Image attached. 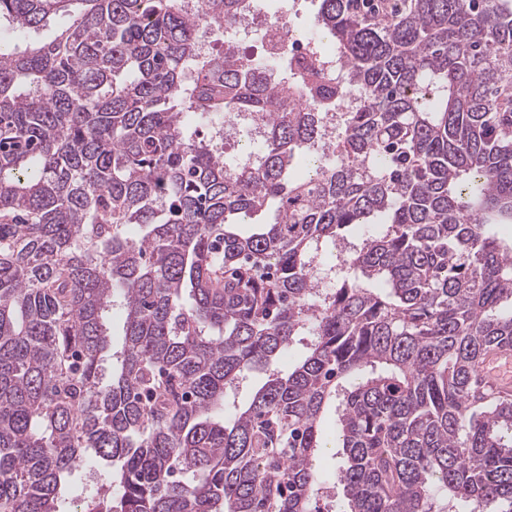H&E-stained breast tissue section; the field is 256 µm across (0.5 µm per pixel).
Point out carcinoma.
<instances>
[{
	"instance_id": "carcinoma-1",
	"label": "carcinoma",
	"mask_w": 512,
	"mask_h": 512,
	"mask_svg": "<svg viewBox=\"0 0 512 512\" xmlns=\"http://www.w3.org/2000/svg\"><path fill=\"white\" fill-rule=\"evenodd\" d=\"M249 8L0 0V512H512V0H318L342 78L200 35ZM478 377L482 387L512 393V350L504 348L487 354L478 364Z\"/></svg>"
}]
</instances>
